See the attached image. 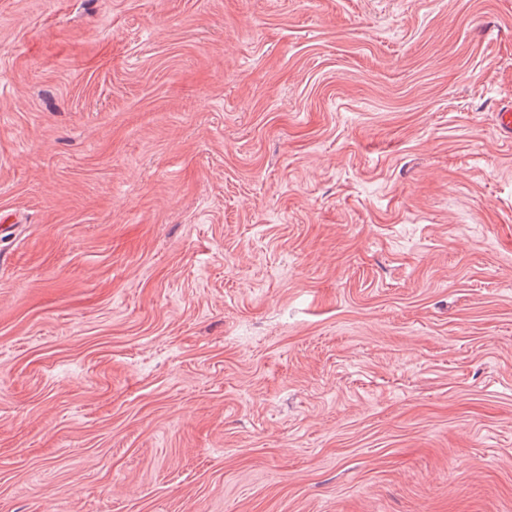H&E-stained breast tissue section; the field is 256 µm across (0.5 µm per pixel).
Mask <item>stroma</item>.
<instances>
[{
  "instance_id": "obj_1",
  "label": "stroma",
  "mask_w": 512,
  "mask_h": 512,
  "mask_svg": "<svg viewBox=\"0 0 512 512\" xmlns=\"http://www.w3.org/2000/svg\"><path fill=\"white\" fill-rule=\"evenodd\" d=\"M512 0H0V512H512Z\"/></svg>"
}]
</instances>
